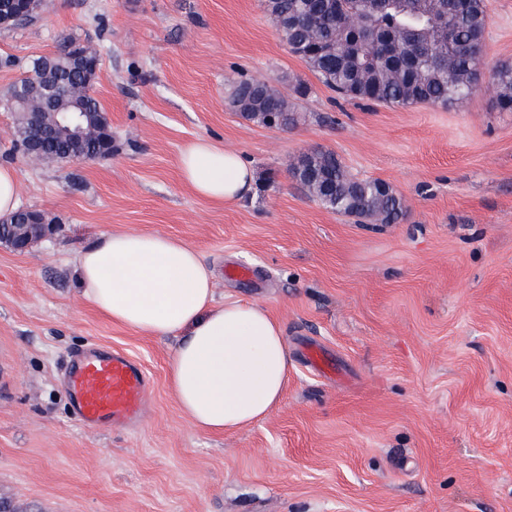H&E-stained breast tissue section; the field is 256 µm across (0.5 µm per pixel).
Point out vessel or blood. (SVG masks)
I'll list each match as a JSON object with an SVG mask.
<instances>
[{
  "instance_id": "b4317fda",
  "label": "vessel or blood",
  "mask_w": 512,
  "mask_h": 512,
  "mask_svg": "<svg viewBox=\"0 0 512 512\" xmlns=\"http://www.w3.org/2000/svg\"><path fill=\"white\" fill-rule=\"evenodd\" d=\"M150 384L146 371L129 355L94 352L73 360L66 388L73 417L84 426H128L139 420Z\"/></svg>"
}]
</instances>
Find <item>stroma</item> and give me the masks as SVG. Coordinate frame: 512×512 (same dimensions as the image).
Segmentation results:
<instances>
[{"mask_svg": "<svg viewBox=\"0 0 512 512\" xmlns=\"http://www.w3.org/2000/svg\"><path fill=\"white\" fill-rule=\"evenodd\" d=\"M488 6L486 70L512 64V0ZM71 39L99 51L109 156L29 163L0 109V161L20 202L55 220L27 253L0 246V494L31 512H512V112L495 92L449 108L342 99L261 0H43L36 24L0 29V57L24 65ZM246 79L276 87L299 123L229 109ZM200 137L251 165L247 197L224 205L181 181L179 155ZM317 149L392 185L403 218L365 224L321 207L290 173ZM124 231L182 239L213 270L216 302L281 321L288 384L265 420L195 428L167 387L174 339L83 300L77 252ZM236 266L248 276H231ZM95 347L145 368L140 428L72 419L63 371Z\"/></svg>", "mask_w": 512, "mask_h": 512, "instance_id": "35a3bbf8", "label": "stroma"}]
</instances>
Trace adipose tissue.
Masks as SVG:
<instances>
[{
  "instance_id": "1",
  "label": "adipose tissue",
  "mask_w": 512,
  "mask_h": 512,
  "mask_svg": "<svg viewBox=\"0 0 512 512\" xmlns=\"http://www.w3.org/2000/svg\"><path fill=\"white\" fill-rule=\"evenodd\" d=\"M184 183L208 200L233 203L251 193L243 157L210 139L179 159ZM83 299L113 323L145 336L172 337L168 390L197 428L237 432L269 416L288 382L281 322L256 303L214 301V273L184 241L114 232L75 259Z\"/></svg>"
}]
</instances>
